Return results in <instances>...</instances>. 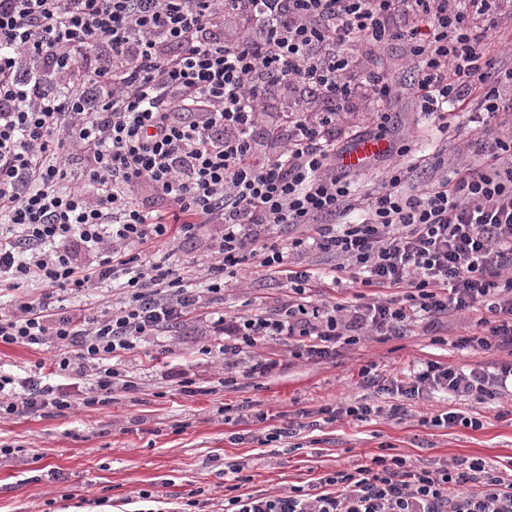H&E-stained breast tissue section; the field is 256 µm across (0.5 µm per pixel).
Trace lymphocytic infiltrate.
<instances>
[{"mask_svg": "<svg viewBox=\"0 0 512 512\" xmlns=\"http://www.w3.org/2000/svg\"><path fill=\"white\" fill-rule=\"evenodd\" d=\"M499 0H0V292L40 287L0 315V344H54L50 365L25 376L0 373V418L56 416L110 406L131 389L114 360L223 298L226 278L249 266L282 281L276 313L211 318L226 370L247 364L278 337L298 358L324 360L337 343L402 337L414 323L439 333L449 316L471 314L460 349L512 347V45L499 46ZM235 14L242 38H224ZM410 23L394 26V16ZM406 44L409 88L440 130L449 110L479 117V161L418 181L395 160L378 189L359 195L339 170L362 139L392 140L384 106L399 90L384 71L352 83L356 47ZM285 93L320 99L265 124L268 102ZM380 106L374 130L342 139L336 129L356 96ZM149 190L161 203L140 202ZM203 224L220 235L206 291L189 286L166 244ZM298 229L286 246L264 228ZM335 257L334 286L349 296L313 297L318 278L294 255ZM118 283V311L66 314L53 301ZM360 384L391 403L361 399L324 408L328 420H403L407 402L443 392L494 399L512 386V360L496 371L435 360ZM62 377L89 378L70 392ZM223 512H512V474L483 459L431 465L383 450L351 469L272 494L224 487Z\"/></svg>", "mask_w": 512, "mask_h": 512, "instance_id": "lymphocytic-infiltrate-1", "label": "lymphocytic infiltrate"}]
</instances>
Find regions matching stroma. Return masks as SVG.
I'll return each mask as SVG.
<instances>
[{"instance_id": "35a3bbf8", "label": "stroma", "mask_w": 512, "mask_h": 512, "mask_svg": "<svg viewBox=\"0 0 512 512\" xmlns=\"http://www.w3.org/2000/svg\"><path fill=\"white\" fill-rule=\"evenodd\" d=\"M351 74L360 82L366 71L381 69L398 80L409 76L407 51L394 44L372 51L359 48ZM396 138L410 151L407 163L423 166L434 158L454 159L464 165L473 155H453V139L471 136V123L449 113L450 128L439 133L433 120L421 112L415 98L404 95L389 105ZM214 225L174 250L171 260L187 268L192 287L205 285L197 266L215 238ZM285 299L279 281L253 271L239 272L224 285V304H205V313L170 332L146 337L126 352L120 366L134 378L136 389L120 391L112 406L76 409L56 418L19 416L0 420V512H143L140 490L154 491L162 512H220L224 499V465L243 462L249 479L244 494L271 493L316 480L322 474L363 463L380 449L393 448L419 464L455 457H477L501 471L512 470V395L484 402H464L446 394L412 404L402 421L375 417L366 422L347 418L319 422L296 436L266 442L270 429L300 410H318L368 397L384 398L361 387L359 370L376 366L387 378L434 359L456 365L493 369L507 360L506 352L483 353L456 348L458 336L469 333L471 320L453 319L444 341L438 342L414 326L407 336L384 339L365 336L354 345H342L334 359L310 361L294 357L291 346L271 339L257 349L277 359L281 368L265 378L236 375L224 381V359L202 354L211 341L206 313L223 310L271 311ZM194 382L193 392L178 384L180 374ZM250 405L265 413L264 421L244 417L225 421V407ZM454 408L479 418L483 426L428 428L427 413ZM41 480H33V473ZM107 493L106 507L93 505Z\"/></svg>"}]
</instances>
